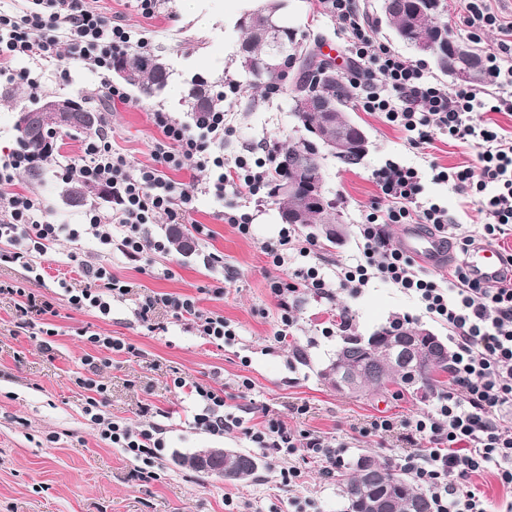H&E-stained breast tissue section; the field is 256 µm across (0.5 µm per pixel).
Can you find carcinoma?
I'll return each mask as SVG.
<instances>
[{"label": "carcinoma", "instance_id": "cac0c4a2", "mask_svg": "<svg viewBox=\"0 0 512 512\" xmlns=\"http://www.w3.org/2000/svg\"><path fill=\"white\" fill-rule=\"evenodd\" d=\"M439 0H431V8L424 15L423 23L413 27L400 14L391 17V24L399 39L409 44L425 37L441 26L438 12ZM284 0H272L260 10L242 17L244 26L241 27L243 40L238 55L240 69L247 73L252 85L264 91L274 87L288 90L289 73L280 70L273 75L264 71V63L271 50V23L280 22L281 30L276 34L279 47L288 48L299 44L295 29L281 21L280 11ZM287 66L297 72L296 90L300 91L310 76L325 69V62L308 51L303 58H294L287 54ZM112 71L121 75L126 71L133 74V80L128 85L138 88L145 95H152L162 90L168 82L170 72L165 62L157 55L136 54L132 57L122 56L113 60ZM187 98L193 112H210L218 106L221 99L215 96L202 79L191 82ZM46 100H37L32 105L22 108L24 112H38L41 115L42 131L37 136L20 132L22 142L33 150L49 149L47 133L58 130L55 115L44 110ZM79 112L89 116L83 124H77L63 129L69 133H89L98 126L99 111L86 106L83 100H69ZM305 135L279 149V158L275 174L271 181L269 197L281 208L282 219L287 224L296 223L297 211L309 206L307 193L299 192L290 198L278 197L279 183L288 176L299 152H309L318 146L322 133L320 115L309 112L297 119ZM104 189L96 186L69 183L62 190V195L72 203L82 204L93 198L102 197ZM434 352L423 350L418 355V369H398L381 358L366 354L357 336L344 337L343 345L336 352V359L322 372L321 378L330 383L336 378V370H350L362 364H367L373 378V388L387 390L397 386L405 390L422 391L435 394L442 389L444 382L439 377L448 372L449 357H443L442 362L433 360ZM209 453L221 457L224 466V479L244 480L256 473L259 459L249 452L211 448ZM374 468L362 474L359 465H353L350 472L339 476L337 484L341 497L346 504V512H432L431 501L399 466L389 461L373 459Z\"/></svg>", "mask_w": 512, "mask_h": 512}]
</instances>
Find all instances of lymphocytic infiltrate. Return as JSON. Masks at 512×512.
Instances as JSON below:
<instances>
[{
	"label": "lymphocytic infiltrate",
	"instance_id": "f902f5d3",
	"mask_svg": "<svg viewBox=\"0 0 512 512\" xmlns=\"http://www.w3.org/2000/svg\"><path fill=\"white\" fill-rule=\"evenodd\" d=\"M23 2L20 10H0V81L24 86L35 100L43 92L42 71L59 69L66 60L80 61L93 68L108 98L130 102L125 86L112 80V60L150 52L146 31L112 19L91 7L89 0ZM322 4L344 36L351 65L341 78L355 89L356 107L405 132L414 149L429 148L443 137L466 145L480 143L481 150L470 163L432 165V179L452 184L459 195L478 205L484 216L482 238L512 235V136L499 133L494 123L482 118L486 112H512V62L507 59L512 51V22L501 21L488 0H465L463 22L469 37L481 41L484 31L493 28L501 39L484 57L489 88L452 89L432 80L424 64L376 43L360 0H322ZM151 120L159 132L151 163H131L113 148L107 112L97 129L83 138L78 155L55 160L63 182L104 184L110 190L111 209L88 202L78 224L52 222L42 198L15 191L17 175L40 169L44 157L19 143L1 154L0 239L8 246L0 249V264H17L31 273L35 257L47 254L61 240L83 237L92 238L100 252L115 249L128 260L150 261L168 250L167 243L154 236L152 225L161 218L170 224L185 223L193 209L185 183L173 178L183 170L207 172L201 193L220 200L226 191H234L238 204L219 216L241 236H250L248 205L268 192L276 146L268 143L259 151L246 147L226 158L224 144L236 128L221 109L192 113L187 122L157 109ZM372 180L380 200L362 212L361 256L356 264L338 266L333 276H326L313 261L315 242L301 238L292 224L283 227L275 240L263 243V253L283 272L269 284L280 309L276 336L285 339L293 327L295 304L302 293L327 295L337 289L356 295L376 280L399 288L431 319L447 325L451 386L430 411L406 421L408 441L421 439L427 446L405 455L401 465L429 496L433 512H490L470 480L489 471L512 488V276L495 286L471 277L465 257L474 240L449 234L448 211L425 197L417 168L390 161L373 171ZM387 224H428L448 233L455 251L449 281L433 278L404 255L385 235ZM82 276L86 283L80 288L64 280L57 283L61 301L77 311L109 314L112 300L132 291L103 265H83ZM160 310L203 339L229 344L237 338L236 328L222 314L202 311L197 299L188 295L143 293L134 314L148 323ZM80 385L92 393L85 413L99 440L137 460L134 474L139 481L154 480L153 467L166 448L162 427L153 422L133 427L115 419L103 409V383L85 378ZM173 385L197 401V428L220 436L240 427V419L224 415L223 389L183 377L175 378ZM249 437L279 467L287 485L301 477L297 468L286 465L287 456L301 453L320 461L328 475L344 463L342 444L311 433L294 436L278 420H269Z\"/></svg>",
	"mask_w": 512,
	"mask_h": 512
}]
</instances>
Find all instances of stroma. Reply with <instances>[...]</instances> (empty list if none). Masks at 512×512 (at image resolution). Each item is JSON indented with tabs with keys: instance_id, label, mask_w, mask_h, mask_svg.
<instances>
[{
	"instance_id": "1",
	"label": "stroma",
	"mask_w": 512,
	"mask_h": 512,
	"mask_svg": "<svg viewBox=\"0 0 512 512\" xmlns=\"http://www.w3.org/2000/svg\"><path fill=\"white\" fill-rule=\"evenodd\" d=\"M287 4L284 18L300 41L317 50L327 44L342 47L339 25L325 14L320 0H287ZM98 7L130 26L148 29L151 51L167 63L170 81L181 87V95L173 97L163 90L142 97L140 106L129 107L107 98L92 68L75 62L68 63L67 78L46 72L44 93L82 98L111 113L114 145L132 162L151 161L152 141L158 136L151 110L188 119L184 91L198 77L207 80L212 93L223 94L224 108L232 114L237 133L225 146L226 155L268 141L282 147L299 136L290 94L256 98L237 64L243 38L238 22L252 9L251 0H238L234 6L229 0H198L193 15L183 12L180 0H169L166 11L152 19L137 14L132 0H99ZM347 114L365 129L368 152L350 169L331 158L324 163V184L336 200L345 228L342 243L318 241L324 264L333 267L357 257L360 213L378 195L371 174L390 160L418 166L428 182L429 197L458 221L460 233L478 234L482 216L476 205L467 203L452 186L432 183L430 169L434 161L448 167L472 161L474 149L438 141L424 155L410 149L403 133L378 116L353 106ZM63 187L50 164L36 174L20 173L16 181L17 190L42 197L56 223H80L82 208L63 197ZM236 202L230 192L220 203L210 195L195 194L192 221L183 227L192 251L173 247L149 264L128 261L117 251L99 252L95 242L84 238L63 242L41 258L45 283L17 267H0V281L20 283L50 298L53 277L63 273L77 280L81 263L103 264L136 287L193 296L202 310L223 314L241 332L239 344L209 343L163 311L157 316L159 330L152 331L135 320L131 296L113 302L106 317L59 302L47 318L56 334L44 350L29 332L15 327L12 300L0 298V512H225L228 496L242 503L245 512H289L288 502L297 496L312 499L315 512H344L336 481L322 475L319 462L291 457L302 480L293 487L282 484L278 470L247 434L270 418L283 421L294 434L314 433L344 443L349 466L363 454L395 463L409 451L402 423L430 411L432 402L397 387L383 393L336 391L320 379L319 372L335 358L343 335H322V324L345 313L351 319V334L367 336L407 314L412 325L424 326L443 339L447 327L423 314L397 288L377 280L353 296L303 294L291 334L275 342L279 308L269 283L280 272L264 255L262 245L277 238L284 222L271 199L251 203L252 232L242 237L218 217L221 206ZM197 223L203 225V233L194 232ZM215 251L224 255L223 269L210 268L203 261L205 254ZM85 328L121 339L132 350H92L81 336ZM89 353L99 366V381L108 387L106 409L112 416L135 427L143 422L139 405L169 414L164 422L167 449L162 466L157 480L147 485L130 479L132 461L121 449L101 443L83 413L88 392L77 380L86 374L81 360ZM179 376L223 388L228 411L242 418L243 427L221 438L195 427L193 399L173 387ZM379 417L394 419V430L384 436L371 433L370 424ZM207 448L252 452L260 459L259 469L248 479L229 482L215 475L197 479L179 465L181 456Z\"/></svg>"
}]
</instances>
